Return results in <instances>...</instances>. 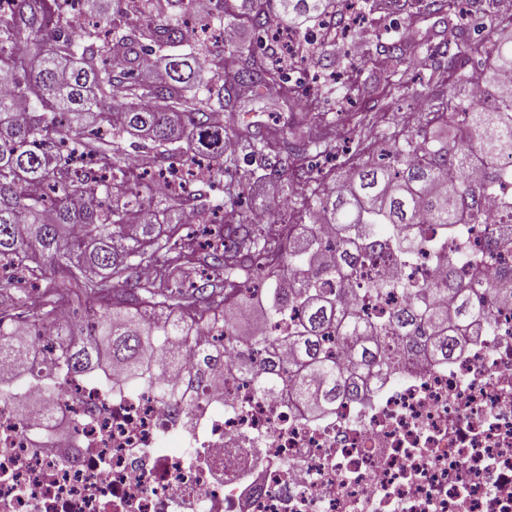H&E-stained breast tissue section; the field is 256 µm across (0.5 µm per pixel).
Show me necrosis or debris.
Masks as SVG:
<instances>
[{"label": "necrosis or debris", "instance_id": "4bbe7bcc", "mask_svg": "<svg viewBox=\"0 0 512 512\" xmlns=\"http://www.w3.org/2000/svg\"><path fill=\"white\" fill-rule=\"evenodd\" d=\"M485 239L469 224L460 246L483 258L493 333L409 356L319 419L220 372L170 399L75 376L46 419L0 403V512H512V298L494 289L512 251ZM441 269L427 249L372 276Z\"/></svg>", "mask_w": 512, "mask_h": 512}]
</instances>
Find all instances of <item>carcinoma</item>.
Here are the masks:
<instances>
[{"label": "carcinoma", "instance_id": "carcinoma-1", "mask_svg": "<svg viewBox=\"0 0 512 512\" xmlns=\"http://www.w3.org/2000/svg\"><path fill=\"white\" fill-rule=\"evenodd\" d=\"M341 9L330 12L334 2ZM0 9V356L19 374L32 371L30 344L18 331L13 314L20 297L10 293L24 282L41 296L37 336L63 330L73 342L46 367L48 377L98 373L132 383L164 380L178 370L181 352L195 346L202 373L224 366L225 345L236 329L225 311L259 298L262 323L293 315L288 331L268 336L257 330L238 353L235 378L252 383L256 393L276 391L291 382L292 397L303 412L318 417L336 401L358 395L360 382L381 369L398 366L401 357L425 351L446 360L458 338L493 330L495 316L478 299L482 271L474 265L468 278L453 266L444 270L437 291L448 307L431 304L427 284L386 283L367 277L385 260L409 261L437 246L448 256V241L468 224L488 228L487 245L512 250V198L496 203L487 221L484 202L512 178V100H499L502 79L512 75V35L495 29L497 0L481 9L493 45L479 68L475 95L479 105L458 95L471 83L464 70L476 47L466 27L448 25L418 46L404 37L381 46L385 92L409 87V69L430 70L413 95L426 109L416 130L389 134L388 144L372 151L350 177L314 199L297 218H309L302 233L266 212V222L252 217L222 220L215 242H203L198 257L184 254L178 235L186 206L203 196L182 189L165 193V207L141 200V174L162 170L172 146L191 136L183 160L186 171L228 175L224 199L234 205L246 193L253 160L265 159L277 144L279 159L263 165L262 177L284 193L297 183V171L311 153L331 154L344 129L325 117L318 99L309 109L320 129L286 136L240 126L239 91L262 96L289 108L286 84L294 63H281L264 35L269 18L258 7L251 17L255 44L229 53L222 73L202 81L206 57L168 54L164 76L143 78L155 50L183 42L181 16L194 0H145L164 19L130 26L120 14L99 21L80 34L60 17V0H10ZM359 9H396L403 27L413 28L428 15H444L454 0H279L288 21L333 14V32L349 27L350 5ZM426 50L421 58L415 48ZM448 74V91L434 93L439 73ZM379 97L367 92L351 113L355 125L372 124ZM433 124H452L459 136L443 143L428 136ZM146 141L143 154L122 157L126 136ZM237 143L224 151V140ZM480 157L481 179L463 172ZM172 170V167L165 168ZM318 224L337 226L336 240L319 238ZM408 289L407 302L387 317L365 318L348 299L387 288ZM92 303V321L83 331L64 316L66 308ZM221 327L213 347L195 337L201 326ZM292 352L283 364L278 350Z\"/></svg>", "mask_w": 512, "mask_h": 512}]
</instances>
